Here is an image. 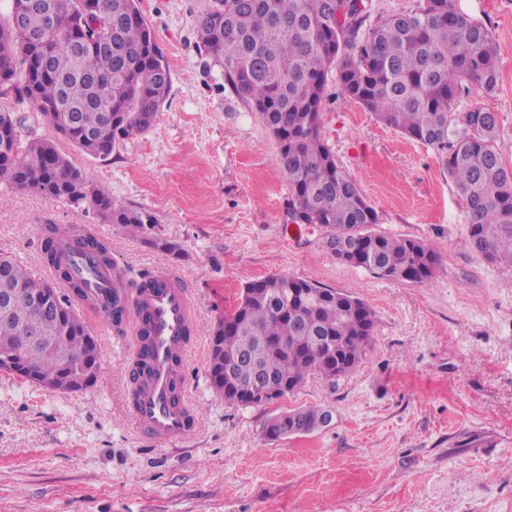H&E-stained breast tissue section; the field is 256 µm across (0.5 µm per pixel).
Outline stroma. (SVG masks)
Masks as SVG:
<instances>
[{
  "label": "stroma",
  "instance_id": "stroma-1",
  "mask_svg": "<svg viewBox=\"0 0 512 512\" xmlns=\"http://www.w3.org/2000/svg\"><path fill=\"white\" fill-rule=\"evenodd\" d=\"M458 2L491 31L499 81L455 110L496 112L512 165V0ZM211 3L140 0L171 87L157 124L108 157L57 137L0 87V108L28 116L30 136L53 139L116 204L153 215L156 235L184 254L1 183L0 253L37 276L43 225H84L110 244L128 283L167 268L199 305L186 369L199 428L183 442L140 440L121 409L133 319L91 321L102 374L87 390L50 392L0 371V512H512V266L472 250L465 198L436 152L332 83L321 134L376 208L377 231L426 241L439 262L422 283L378 278L337 261L320 225L287 226L276 142L199 42ZM274 274L364 301L375 314L372 349L336 381L313 376L271 403L233 405L209 383L212 329L245 285ZM309 406L330 411V424L266 439L270 418Z\"/></svg>",
  "mask_w": 512,
  "mask_h": 512
}]
</instances>
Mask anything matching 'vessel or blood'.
<instances>
[{
    "mask_svg": "<svg viewBox=\"0 0 512 512\" xmlns=\"http://www.w3.org/2000/svg\"><path fill=\"white\" fill-rule=\"evenodd\" d=\"M74 273L86 283L84 296L77 300L81 316L103 315L106 292L110 286L119 285L122 271L116 267L94 271L80 261ZM151 280V286L136 291L129 301L132 316L146 322L150 360L140 392L127 397L125 407L137 436L165 445L190 438L199 427L183 376L197 311L181 275L159 269Z\"/></svg>",
    "mask_w": 512,
    "mask_h": 512,
    "instance_id": "vessel-or-blood-1",
    "label": "vessel or blood"
}]
</instances>
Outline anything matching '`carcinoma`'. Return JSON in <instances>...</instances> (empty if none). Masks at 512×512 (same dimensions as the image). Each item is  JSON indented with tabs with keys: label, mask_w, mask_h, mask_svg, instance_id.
<instances>
[{
	"label": "carcinoma",
	"mask_w": 512,
	"mask_h": 512,
	"mask_svg": "<svg viewBox=\"0 0 512 512\" xmlns=\"http://www.w3.org/2000/svg\"><path fill=\"white\" fill-rule=\"evenodd\" d=\"M4 0L0 13V86L20 92L37 118L89 156L107 157L156 125L171 86L167 62L156 45L139 0ZM22 11V27L13 25ZM44 43L32 39L49 28ZM370 18L368 0H214L199 21L205 52L222 68L224 81L272 133L279 167L288 183V206L307 224H320L335 242L337 260L379 278L412 283L430 279L437 252L427 243L372 230L377 210L338 165L320 133L332 68L340 93L360 103L383 124L431 146L465 197L471 248L491 262L512 265V165L497 146L496 112L477 106L452 112L463 94L493 92L497 52L492 34L458 0H418L402 14ZM74 37L112 40V51L71 50ZM0 180L67 201L122 225L170 253L178 245L153 236L152 215L117 206L103 187L75 167L53 141L24 138L22 118L0 110ZM72 224H48L43 260L57 282L31 275L0 255V289L23 293L0 302V370L51 392L94 386L101 375L96 337L70 296L82 282L59 254L54 235ZM368 243L361 246L359 239ZM74 256L90 267L112 266V250L95 235L80 233ZM53 292L51 314L33 298ZM126 313L111 291L109 316ZM374 313L361 299L286 274L247 284L233 312L212 331L208 373L214 391L231 404L247 405L241 392L254 364L280 379L273 399L313 374L333 380L351 371L370 350ZM41 328L57 337L35 350L31 366L6 358L28 343L25 332ZM325 410L282 413L297 433L314 431Z\"/></svg>",
	"instance_id": "carcinoma-1"
}]
</instances>
